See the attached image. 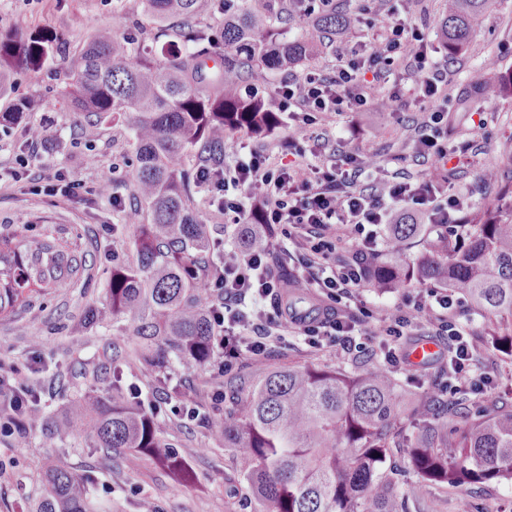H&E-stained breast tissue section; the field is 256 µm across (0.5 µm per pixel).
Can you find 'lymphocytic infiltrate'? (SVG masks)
Wrapping results in <instances>:
<instances>
[{"mask_svg":"<svg viewBox=\"0 0 512 512\" xmlns=\"http://www.w3.org/2000/svg\"><path fill=\"white\" fill-rule=\"evenodd\" d=\"M376 25L379 32L372 40L337 47V66L331 72H310L298 80L281 81L276 109L294 117L282 147L286 154L306 156L312 140L310 127L318 114L374 108L382 83L389 81L398 57L409 49L416 76L414 91L426 104L415 147L419 155L432 161V172L415 180L381 179L367 173L359 155L351 151L322 165L275 167L263 151L233 140L229 147L238 155L234 167L201 178L233 223L259 224L265 240H292L299 230L311 228L302 244L300 262L312 288L332 300L333 306L320 321L300 322L298 330L311 346H338L357 356L369 352L366 337L374 331L368 326L371 311L353 305L352 300L366 281L371 258L380 252L378 227L401 223L409 216L418 224H441L453 230L463 224L465 210L463 198L450 191L448 100L443 94L447 75L435 69L422 30L397 8L387 10ZM345 230L357 248L351 259L329 262ZM278 287L279 277L263 252L225 261V297L240 301L250 297L258 305L252 316L228 306L215 318L225 367L245 355L258 360L265 357L281 320L267 314L263 303ZM462 304V297L438 285L425 294L405 296L374 332L385 361L400 363L401 339L412 335L420 319L429 317L455 344L448 360L449 389L488 385L489 377L473 375V355L454 318Z\"/></svg>","mask_w":512,"mask_h":512,"instance_id":"obj_1","label":"lymphocytic infiltrate"}]
</instances>
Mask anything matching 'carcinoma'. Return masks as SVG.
Instances as JSON below:
<instances>
[{"label": "carcinoma", "mask_w": 512, "mask_h": 512, "mask_svg": "<svg viewBox=\"0 0 512 512\" xmlns=\"http://www.w3.org/2000/svg\"><path fill=\"white\" fill-rule=\"evenodd\" d=\"M257 2L241 8L235 0H142L163 25L151 43L131 53L104 27L72 67L71 104L84 115L85 130L111 115L127 117L136 154L131 188L151 214L148 224L138 211L128 217L138 225L132 252L112 255L106 305L90 309L86 322H128L138 338L137 358L160 381L176 363L214 368L218 348L210 315L221 303L206 283L220 269L210 259L206 225L189 206L180 159L193 152L218 165L225 135L238 129L265 134L277 124V113L262 98L241 96L239 85L255 69L275 75L314 49L312 37L288 38L289 12L277 17ZM491 2L446 0L439 28L448 58L467 47ZM216 9L224 11V53L210 68L204 53L184 47L212 38L200 18ZM349 19L346 13L322 14L312 29L339 32ZM53 41L49 33L0 34V83L17 67L39 69ZM33 110L32 99H21L0 112V126L34 128ZM498 186L470 216L462 240L435 229L424 249L409 257L402 243L424 233L425 225H388L385 251L374 260L367 285H446L497 318L495 345L512 352V166L499 171ZM85 268V256L51 233L35 240L0 233V320L70 287ZM287 284L286 302L302 308V288L291 278ZM105 378L111 379L108 387L74 400L61 418L39 406L38 389L13 387L0 406V431L26 447V427L14 425L12 415L28 405L27 427L40 431L47 448L82 434L105 460L118 458L129 469L152 460L190 478L154 414L133 405L118 372ZM221 386L230 405L222 430L233 469L224 481L231 497L247 484L259 505L255 512H411L412 494L425 485L512 483V409H475L465 392L437 410L428 397L400 390L382 368L349 373L249 360L240 371L221 374ZM411 474L418 485L401 491ZM39 480L42 491L32 512H97L91 474L53 464Z\"/></svg>", "instance_id": "obj_1"}]
</instances>
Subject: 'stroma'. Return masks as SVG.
Returning a JSON list of instances; mask_svg holds the SVG:
<instances>
[{
	"mask_svg": "<svg viewBox=\"0 0 512 512\" xmlns=\"http://www.w3.org/2000/svg\"><path fill=\"white\" fill-rule=\"evenodd\" d=\"M440 4L441 0H412L408 18L425 27L433 59L447 72L448 143L453 148L451 163L457 168L452 190L473 213L496 193L498 169L512 162V92L494 100L483 98L471 88L468 75L488 56L496 60L492 79L512 74V0H494L483 26L454 59L448 57L439 37ZM19 15L26 16L28 30L56 34L61 46L49 50L39 70L15 69L0 89V112L19 98L36 99L39 108L32 119L45 126L48 134L28 177L19 179L13 171L17 156L26 151L24 130L19 125L0 127V227L29 238L53 230L85 255L87 268L71 287L38 300L15 320L0 321V363L15 366L14 382L36 388L61 378L62 389L40 396L41 407L54 417L68 410L72 398L93 389L84 371L114 364L124 386L141 388L142 405L155 409L163 436L184 456L194 480L180 483L152 461L127 469L99 458L80 436L63 447L45 448L39 431L33 429L25 448L0 436V512H21L23 503L40 494L38 471L60 460L94 475L102 512H253L249 501H227L228 452L218 426L223 410L194 422L170 411L184 401L188 384H201L205 374L176 366L167 390H160L137 359L138 340L123 323H85L87 308L106 301L113 254L128 252L136 234L135 225L124 221L125 213L136 206L130 186L136 158L125 119L105 122L91 134L80 133L82 117L71 105L67 71L99 27L112 26L120 38L136 46L154 34L157 25L144 13L141 0H0V30L13 29ZM421 117L422 103L408 89L391 111L379 117L322 113L312 127V160L322 164L335 151L352 149L383 173L424 174L430 164L415 150ZM59 173L82 179L90 193L78 199L31 193V178ZM107 179L114 183L115 197L93 191ZM190 201L207 224L211 240L222 244L225 253L236 254L240 226L226 223L199 182L190 185ZM457 318L473 352L475 374L490 375L495 382L494 389L475 393L474 402L487 408L504 400L512 403V353L491 342L497 330L495 318L468 302ZM266 361L275 367L320 365L348 370L385 365L378 356L356 359L337 347H310L293 332L273 344ZM416 512H512V486L447 489L429 485L419 494Z\"/></svg>",
	"mask_w": 512,
	"mask_h": 512,
	"instance_id": "1",
	"label": "stroma"
}]
</instances>
